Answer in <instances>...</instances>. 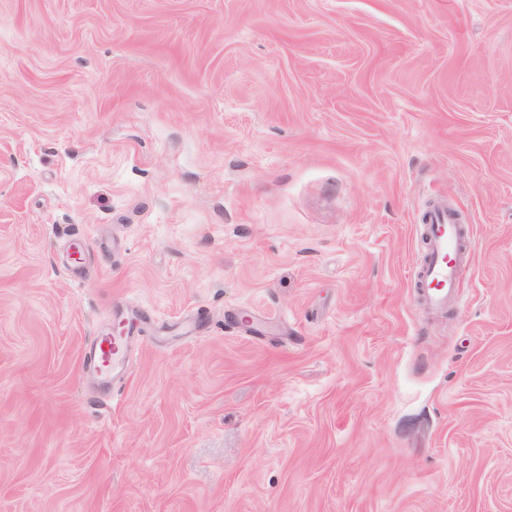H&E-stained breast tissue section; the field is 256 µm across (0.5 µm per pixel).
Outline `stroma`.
<instances>
[{
    "instance_id": "1",
    "label": "stroma",
    "mask_w": 512,
    "mask_h": 512,
    "mask_svg": "<svg viewBox=\"0 0 512 512\" xmlns=\"http://www.w3.org/2000/svg\"><path fill=\"white\" fill-rule=\"evenodd\" d=\"M0 512H512V0H0ZM424 225L426 255L416 273V288L435 310H446L458 293L463 229L448 210L432 211ZM119 327L96 336L86 356L90 368L103 378L114 381L127 372L130 346L134 336H130V328L124 323Z\"/></svg>"
}]
</instances>
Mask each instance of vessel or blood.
I'll return each mask as SVG.
<instances>
[{"label": "vessel or blood", "mask_w": 512, "mask_h": 512, "mask_svg": "<svg viewBox=\"0 0 512 512\" xmlns=\"http://www.w3.org/2000/svg\"><path fill=\"white\" fill-rule=\"evenodd\" d=\"M426 255L416 273V288L433 309L444 310L458 293L462 227L448 210L430 213L424 226ZM133 338L126 325L97 336L86 357L97 374L108 379L123 376L128 368Z\"/></svg>", "instance_id": "b4317fda"}]
</instances>
